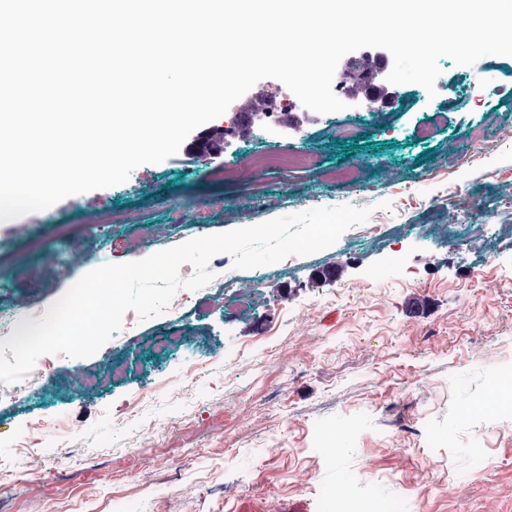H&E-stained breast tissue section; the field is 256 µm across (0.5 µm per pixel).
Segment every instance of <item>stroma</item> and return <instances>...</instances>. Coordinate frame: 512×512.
Masks as SVG:
<instances>
[{
	"mask_svg": "<svg viewBox=\"0 0 512 512\" xmlns=\"http://www.w3.org/2000/svg\"><path fill=\"white\" fill-rule=\"evenodd\" d=\"M363 60L375 70L337 90L343 110L282 105L287 87L263 79L259 110L238 98L124 183L0 222V309L24 322L65 294L55 271L76 252L90 272L104 251L125 264L362 204L375 230L246 270L215 255L196 303L127 312L94 355L55 356L49 377L0 399V512H237L261 498L335 512L347 488L402 495L405 512H512V410L476 408L512 369V56L442 58L432 96L389 83L382 48L338 68ZM284 152L299 167L252 163ZM198 357L205 371L186 380ZM345 427L337 454L316 451L318 432Z\"/></svg>",
	"mask_w": 512,
	"mask_h": 512,
	"instance_id": "1",
	"label": "stroma"
}]
</instances>
